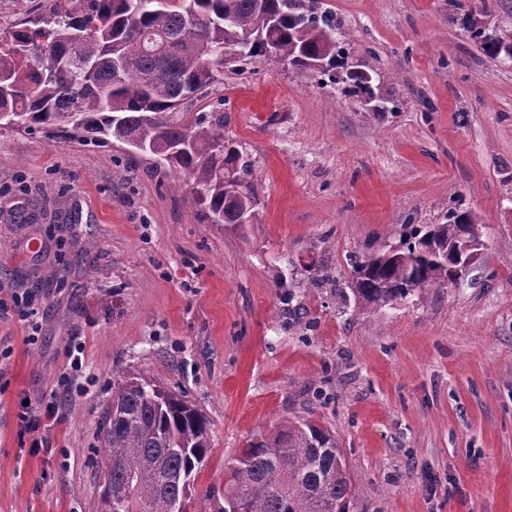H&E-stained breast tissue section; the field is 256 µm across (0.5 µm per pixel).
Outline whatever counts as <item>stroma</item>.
<instances>
[{
	"label": "stroma",
	"mask_w": 512,
	"mask_h": 512,
	"mask_svg": "<svg viewBox=\"0 0 512 512\" xmlns=\"http://www.w3.org/2000/svg\"><path fill=\"white\" fill-rule=\"evenodd\" d=\"M302 3L395 109L367 112L273 57L226 65L183 109L222 110L257 223H209L188 178L124 143L0 131V302L24 292L38 311L0 315V512H95L122 370L209 418L195 506L250 440L311 414L341 443L349 512H512V0ZM461 210L486 235L458 282L368 311L310 289L312 257L344 281L348 255ZM73 342L82 392L60 396L53 448L33 452L18 415L58 390Z\"/></svg>",
	"instance_id": "1"
}]
</instances>
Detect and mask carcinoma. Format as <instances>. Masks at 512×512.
<instances>
[{"label": "carcinoma", "instance_id": "1", "mask_svg": "<svg viewBox=\"0 0 512 512\" xmlns=\"http://www.w3.org/2000/svg\"><path fill=\"white\" fill-rule=\"evenodd\" d=\"M300 8L301 0H50L0 44V115L29 132L116 139L156 155L192 179L211 223L236 224L244 214L252 224L251 162L225 142L224 113L179 107L245 43L246 59L272 49L344 96L375 93L348 63L334 20L316 15L308 26ZM476 223L466 210L351 257L355 300L381 308L444 287L460 227ZM310 268L311 286L333 281L327 259ZM209 435V418L186 395L123 372L100 426L97 468L111 492L99 494L98 512H190ZM352 495L336 435L303 417L249 442L207 512H346Z\"/></svg>", "mask_w": 512, "mask_h": 512}]
</instances>
